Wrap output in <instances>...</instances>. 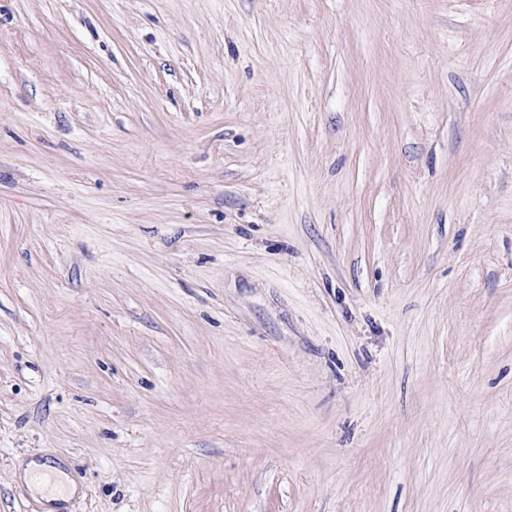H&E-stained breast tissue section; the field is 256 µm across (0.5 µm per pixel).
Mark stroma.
<instances>
[{
	"label": "stroma",
	"instance_id": "stroma-1",
	"mask_svg": "<svg viewBox=\"0 0 512 512\" xmlns=\"http://www.w3.org/2000/svg\"><path fill=\"white\" fill-rule=\"evenodd\" d=\"M512 512V0H0V512ZM16 477L47 504L48 510L58 509L55 502L67 501L78 493V488L68 481L65 472L49 461L31 460L16 470Z\"/></svg>",
	"mask_w": 512,
	"mask_h": 512
}]
</instances>
